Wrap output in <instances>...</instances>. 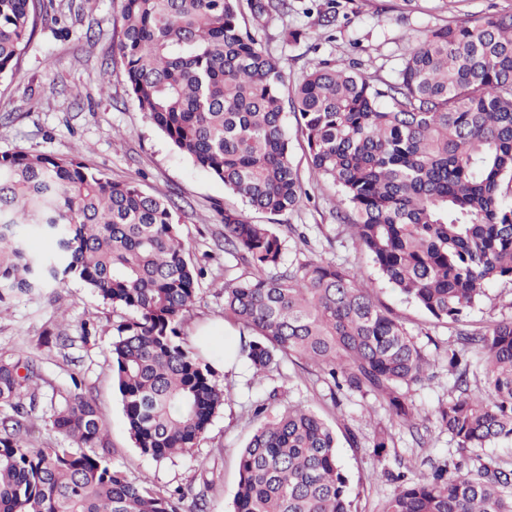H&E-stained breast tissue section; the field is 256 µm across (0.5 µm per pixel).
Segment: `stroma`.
<instances>
[{
	"mask_svg": "<svg viewBox=\"0 0 512 512\" xmlns=\"http://www.w3.org/2000/svg\"><path fill=\"white\" fill-rule=\"evenodd\" d=\"M325 0H296L283 16L250 21L261 45L283 67L288 86L301 82L319 62H350L368 77L391 80L431 27L453 19H481L512 13V0H336V20L322 26L319 11ZM120 0H53L27 47L19 74L0 79V154L18 148L65 157L81 147L82 160L115 181H133L146 191L181 194L187 206L180 226L194 259L207 269L194 308L182 330L190 345L214 357L215 379L227 400L214 417L204 439L189 453L158 461L141 453L125 425L121 395L112 376V324L118 315L81 280L70 278L42 291L19 297L0 309V353L21 347L32 351L40 367L38 385L45 395L69 388L71 373H79L95 399L112 446V462L132 478L149 477L156 490L178 487L200 490L212 483L209 512H231L239 480L238 454L257 423L251 405L268 399L269 413L302 404L336 430L337 453L347 473L356 512H382L396 485L386 473L410 466L429 472L443 460H457L462 451L436 421L435 411L453 395L446 352L456 347L457 328L436 322L415 303L384 281L371 258L355 250L344 225L329 211L337 190L309 169L300 145H293L306 195L299 209L282 216L285 224L304 228L306 242L287 238L285 259H327L346 267L357 282L371 286L376 299L388 307L435 363V379L416 388L413 401L426 419L423 443L375 406L373 397L347 395L333 404L330 391L318 381L315 368L281 362L267 377L255 378L243 363L225 364L224 344L239 345L237 325L224 315L222 288L225 255L217 241L224 234V207H242L241 198L209 172L175 149L144 116L133 100L126 74L116 59L121 36ZM300 30L295 42L284 39ZM65 310L70 346L41 345L53 330L57 310ZM512 317V282L491 283L485 296L466 316L469 328ZM97 333L82 340L81 326ZM388 429L394 448L374 458L371 448L355 447L376 426Z\"/></svg>",
	"mask_w": 512,
	"mask_h": 512,
	"instance_id": "1",
	"label": "stroma"
}]
</instances>
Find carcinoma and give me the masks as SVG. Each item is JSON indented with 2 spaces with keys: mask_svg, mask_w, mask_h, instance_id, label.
<instances>
[{
  "mask_svg": "<svg viewBox=\"0 0 512 512\" xmlns=\"http://www.w3.org/2000/svg\"><path fill=\"white\" fill-rule=\"evenodd\" d=\"M290 0H121L117 54L140 111L246 208L224 209V313L238 325L253 375L300 360L336 393L371 395L414 432L411 392L432 363L373 289L323 259L284 262L278 217L306 195L285 110L312 172L339 189L332 217L381 276L438 323L458 324L495 280L512 281V14L451 20L427 31L394 81L351 63H316L283 96L286 75L247 28ZM52 0H0V77L13 76ZM269 216L256 224L251 213ZM167 199L67 157L0 155V305L73 276L125 315L112 325V371L135 446L155 459L195 447L224 406L213 360L181 324L204 275ZM55 250L32 251L28 232ZM447 352L457 395L439 406L457 447L512 441V318L457 331ZM483 387L470 388L469 355ZM32 356L0 354V512H185L112 463L95 400L50 398L58 439L32 436L42 403ZM374 429L368 447L388 454ZM233 512H354L336 434L295 404L265 419L239 454ZM383 512H512V463L477 455L421 476L389 473Z\"/></svg>",
  "mask_w": 512,
  "mask_h": 512,
  "instance_id": "1",
  "label": "carcinoma"
}]
</instances>
